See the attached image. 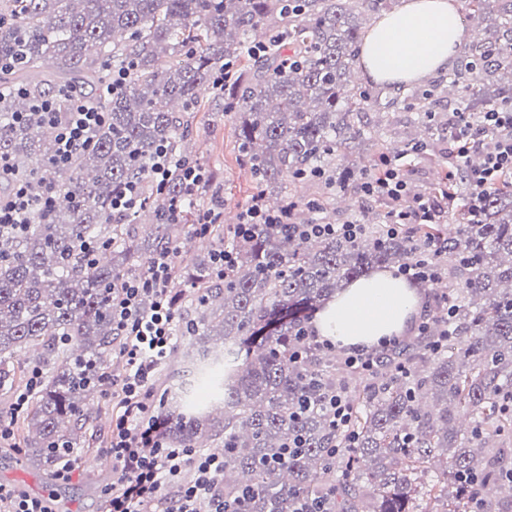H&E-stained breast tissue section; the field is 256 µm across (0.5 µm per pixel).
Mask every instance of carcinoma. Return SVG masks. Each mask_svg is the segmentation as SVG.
Instances as JSON below:
<instances>
[{"mask_svg": "<svg viewBox=\"0 0 512 512\" xmlns=\"http://www.w3.org/2000/svg\"><path fill=\"white\" fill-rule=\"evenodd\" d=\"M397 2L296 0L293 11L285 0H0V82L27 89V103L66 85L106 112L65 169L52 164L53 134L37 114L0 124V152L63 197L49 217L36 212L24 231L0 234V393L16 389L19 352L44 373L16 429L22 459L46 472L73 460L118 344L112 290L145 274L155 255L177 254L212 197L210 178L169 221V200L186 195L177 163L197 160L186 141L199 91L223 65L234 71L216 102L234 113L241 157L264 196L282 193L288 179L343 191L379 175L360 152L378 146L376 133L394 125L401 103L425 136L401 143L426 150L448 130L433 105L448 98L449 84L468 91L470 112L512 103V0H463L475 36L448 82L401 98L359 84L366 29ZM259 31L267 51L257 57L250 48ZM167 51L174 62L162 68ZM120 68L129 69L126 87L100 99ZM160 145L172 173L163 194L150 183ZM470 161L433 188L448 191L450 205L464 190L474 194L463 180ZM131 181L141 183L145 205L119 219L112 198ZM457 220L454 232L416 224L392 237L373 212L355 240L265 225L235 243L236 264L222 278L212 258L233 235L218 224L193 269L173 263V285H192L178 309L192 351L186 366L162 369L158 409L177 446L223 449L215 500L238 512H293L299 502L315 512H469L477 494L483 512H512V178L483 190ZM143 221L151 230L141 237ZM89 240L103 244L91 261L80 251ZM431 244L441 269L434 296L456 305L448 325L435 307L431 331L378 354L364 378L307 347V310ZM445 329L448 346L436 352L431 337ZM334 393L352 406L351 445L320 405Z\"/></svg>", "mask_w": 512, "mask_h": 512, "instance_id": "1", "label": "carcinoma"}]
</instances>
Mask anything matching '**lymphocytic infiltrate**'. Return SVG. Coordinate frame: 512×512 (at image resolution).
<instances>
[{
    "instance_id": "f902f5d3",
    "label": "lymphocytic infiltrate",
    "mask_w": 512,
    "mask_h": 512,
    "mask_svg": "<svg viewBox=\"0 0 512 512\" xmlns=\"http://www.w3.org/2000/svg\"><path fill=\"white\" fill-rule=\"evenodd\" d=\"M61 96L69 102L68 112L57 108ZM32 109L55 131L54 163L61 168L86 147L92 130L105 119L101 109L73 89L36 98ZM448 124L461 157L485 149L487 137L495 139L492 149H486L483 165L468 175L474 187L494 185L512 174V106L476 116L456 112ZM380 169L381 176L365 178L359 191L364 197L391 202L386 213L388 235H399L412 224L435 223L436 196L409 197L408 183L390 159H382ZM14 172L9 156L0 153V181H12L9 197L0 199V229L18 232L33 211L51 210L56 192L49 183L36 187L31 180L14 179ZM293 209V202L286 201L271 210L262 198H254L234 236L246 240L260 226L291 224ZM291 226L299 235L316 238L341 235L354 239L363 232L362 224L354 221ZM171 282V260L164 253L152 259L147 273L126 280L112 293V328L120 338L116 357L122 372L116 377L103 375L101 381L102 395L119 399V412L102 450L112 462V484L102 493L104 512H202L223 470L220 457L175 446L168 435L167 418L157 412L155 371L175 345L180 328Z\"/></svg>"
}]
</instances>
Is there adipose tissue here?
<instances>
[{"mask_svg":"<svg viewBox=\"0 0 512 512\" xmlns=\"http://www.w3.org/2000/svg\"><path fill=\"white\" fill-rule=\"evenodd\" d=\"M469 38L456 0H403L367 32L357 60L365 79L397 91L445 72L448 59ZM420 309V293L391 272L354 281L317 316L322 338L369 348L401 335Z\"/></svg>","mask_w":512,"mask_h":512,"instance_id":"1","label":"adipose tissue"}]
</instances>
